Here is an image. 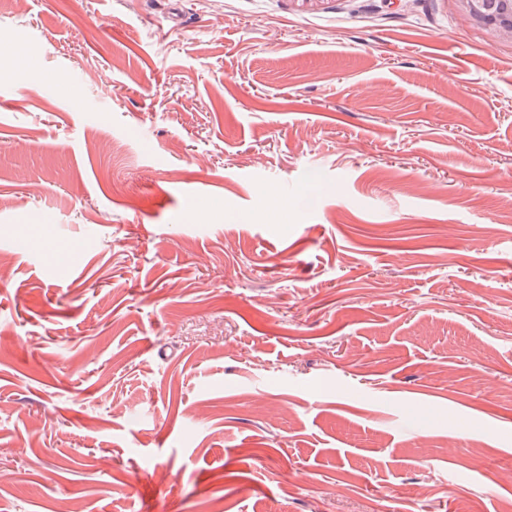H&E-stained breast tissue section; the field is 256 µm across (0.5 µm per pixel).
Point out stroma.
<instances>
[{"label":"stroma","instance_id":"stroma-1","mask_svg":"<svg viewBox=\"0 0 512 512\" xmlns=\"http://www.w3.org/2000/svg\"><path fill=\"white\" fill-rule=\"evenodd\" d=\"M0 43V512L512 500V41L0 0Z\"/></svg>","mask_w":512,"mask_h":512}]
</instances>
